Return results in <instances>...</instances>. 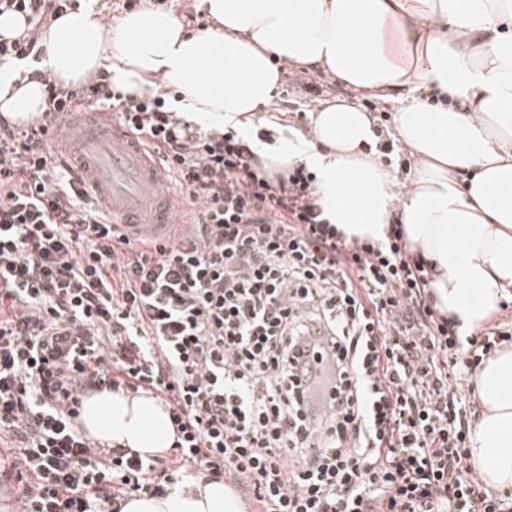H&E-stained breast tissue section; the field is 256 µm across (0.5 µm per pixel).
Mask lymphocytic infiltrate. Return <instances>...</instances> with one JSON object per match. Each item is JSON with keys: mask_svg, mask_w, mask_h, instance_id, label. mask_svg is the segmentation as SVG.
<instances>
[{"mask_svg": "<svg viewBox=\"0 0 512 512\" xmlns=\"http://www.w3.org/2000/svg\"><path fill=\"white\" fill-rule=\"evenodd\" d=\"M73 0H0L28 29L0 66L34 62L45 109L0 118V477L19 512H119L180 480L223 479L255 512H512L468 462L475 368L512 319L470 336L442 315L402 225L347 238L303 165L262 166L249 143L193 125L165 97L63 88L41 31ZM96 108L158 156L183 210L165 243L113 224L47 150L49 127ZM327 367L329 408L298 392ZM162 400L172 454L105 448L76 423L84 399Z\"/></svg>", "mask_w": 512, "mask_h": 512, "instance_id": "f902f5d3", "label": "lymphocytic infiltrate"}]
</instances>
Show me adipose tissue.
<instances>
[{
    "mask_svg": "<svg viewBox=\"0 0 512 512\" xmlns=\"http://www.w3.org/2000/svg\"><path fill=\"white\" fill-rule=\"evenodd\" d=\"M207 30L187 32L167 11L141 8L108 28L99 11L68 10L45 28L43 67L64 84L111 73L137 94L171 89L174 110L238 133L275 170L305 164L323 216L350 237L383 239L402 225L431 270L442 314L473 332L512 292V0H200ZM323 72L354 92L398 105L395 131L417 167L407 182L376 154L371 116L345 99L320 104L311 132L253 121L280 87L279 64ZM22 66L0 67V114L23 122L44 107ZM479 413L470 464L491 489L512 490V345L470 378ZM80 422L102 445L161 455L173 445L158 399L102 392ZM220 480L167 496L124 498L120 512H243Z\"/></svg>",
    "mask_w": 512,
    "mask_h": 512,
    "instance_id": "obj_1",
    "label": "adipose tissue"
}]
</instances>
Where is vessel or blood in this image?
Here are the masks:
<instances>
[{"mask_svg": "<svg viewBox=\"0 0 512 512\" xmlns=\"http://www.w3.org/2000/svg\"><path fill=\"white\" fill-rule=\"evenodd\" d=\"M89 193L107 202L112 221L161 232L174 223L173 199L160 162L151 160L118 122L89 113L76 131Z\"/></svg>", "mask_w": 512, "mask_h": 512, "instance_id": "b4317fda", "label": "vessel or blood"}]
</instances>
